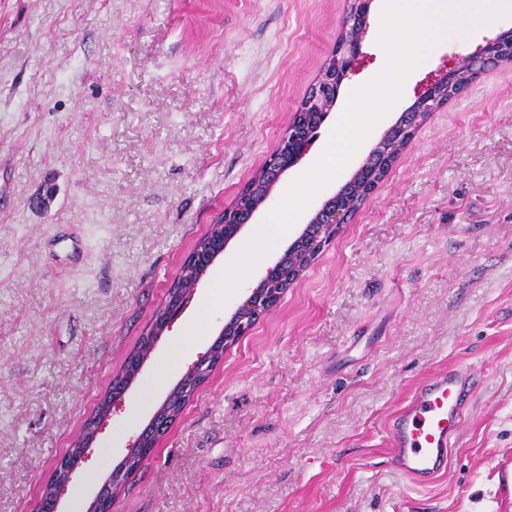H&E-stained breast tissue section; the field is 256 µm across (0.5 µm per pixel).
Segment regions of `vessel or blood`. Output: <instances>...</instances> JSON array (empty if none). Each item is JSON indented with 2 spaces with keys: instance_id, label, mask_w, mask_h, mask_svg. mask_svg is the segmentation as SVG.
<instances>
[{
  "instance_id": "obj_1",
  "label": "vessel or blood",
  "mask_w": 512,
  "mask_h": 512,
  "mask_svg": "<svg viewBox=\"0 0 512 512\" xmlns=\"http://www.w3.org/2000/svg\"><path fill=\"white\" fill-rule=\"evenodd\" d=\"M476 383L471 367L457 365L415 387L388 424L393 470L420 487L445 473Z\"/></svg>"
}]
</instances>
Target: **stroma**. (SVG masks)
Masks as SVG:
<instances>
[{
    "instance_id": "stroma-1",
    "label": "stroma",
    "mask_w": 512,
    "mask_h": 512,
    "mask_svg": "<svg viewBox=\"0 0 512 512\" xmlns=\"http://www.w3.org/2000/svg\"><path fill=\"white\" fill-rule=\"evenodd\" d=\"M347 0H0V512L57 459L183 260L285 135ZM512 14L437 44L288 234L166 368L245 226L100 424L86 512L167 393L434 79ZM479 383L448 469L414 488L385 422L432 373ZM112 512H512V62L427 118L348 224L225 351Z\"/></svg>"
}]
</instances>
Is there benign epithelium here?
I'll use <instances>...</instances> for the list:
<instances>
[{
    "label": "benign epithelium",
    "mask_w": 512,
    "mask_h": 512,
    "mask_svg": "<svg viewBox=\"0 0 512 512\" xmlns=\"http://www.w3.org/2000/svg\"><path fill=\"white\" fill-rule=\"evenodd\" d=\"M372 2L373 0H349L342 23L343 39L328 56L318 78L308 88L298 110L291 117L286 135L265 158L259 175L251 178L241 188L245 194H253L252 203L242 212L235 203L224 208L221 231L215 234L207 247L195 248L187 255L182 264L181 280L174 281L168 286L163 312L152 321V326L145 335L143 351L131 361V370L121 372L112 379L108 404L122 400L131 381L139 374L156 343L169 328V320L182 310L186 296L197 287L202 275L218 256L224 253L229 243L240 235L246 225L253 223L257 214L270 201L275 187L286 172L295 167L307 154L319 129L335 107L340 88L349 78L352 64L361 51L363 36L370 25ZM500 62H512V28L487 41L479 53L463 57L456 67L430 84L384 132L365 159L363 167H375L378 158L383 156V149L391 142L392 136L414 133L430 114L442 108L450 99L462 94L487 67ZM354 183L355 180H349L337 193L327 198L304 231L278 257L259 284L248 289L247 296L225 322L218 338L168 393L135 444L127 448L122 462L111 471L99 487L86 512H112V503L121 490L125 471L129 468L138 469L147 458V443L159 439L174 423L171 414L168 413L169 404L176 398L182 400L195 393L219 364L216 360L217 354L248 334L260 318L276 305L288 288L297 281L301 272L321 253L326 243L336 235L339 227L349 223L354 208L362 201L360 194H351ZM100 421L99 415L91 418L89 426L82 431L79 448L58 458L51 476L52 486L42 492L37 512H58L59 491L70 482L72 474L83 461L85 448L95 440Z\"/></svg>",
    "instance_id": "1"
}]
</instances>
